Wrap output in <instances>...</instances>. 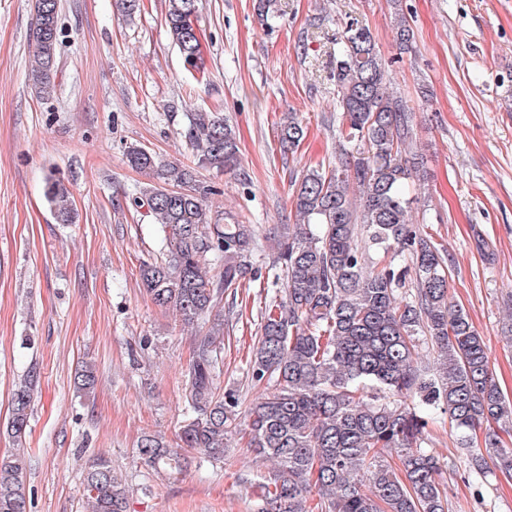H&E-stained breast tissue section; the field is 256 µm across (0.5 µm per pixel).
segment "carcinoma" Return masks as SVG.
Listing matches in <instances>:
<instances>
[{
    "mask_svg": "<svg viewBox=\"0 0 512 512\" xmlns=\"http://www.w3.org/2000/svg\"><path fill=\"white\" fill-rule=\"evenodd\" d=\"M59 0H37L28 42L30 81L39 97L55 90ZM198 0H168L165 24L184 59H201L193 17ZM413 30L398 17L399 53ZM343 122L342 144L327 167L303 175L294 194L296 224L279 244L283 294L265 308L251 361L252 378L272 391L248 411L250 447L275 465L258 482V512H449L438 481L440 459L420 446L426 413L440 410L458 434L465 473L484 486L512 479V446L494 425L512 421V400L499 389L485 341L469 314L448 295V268L410 219L405 187L419 178L423 157L411 150L413 109L388 90L387 65L370 30L346 25L331 62ZM303 136L295 113L281 123L290 146ZM188 164L162 165L142 147L128 161L145 178L134 205L165 228L164 257L140 277L153 302L193 325L212 317L199 337L185 380L189 416L181 447L218 455L237 431L235 393L216 394L214 372L224 318L214 312L236 288L257 245L256 225L223 224L209 205L205 165L230 171L238 162L235 129L214 112H195L186 131ZM45 199L59 224L75 223L71 192L60 174L46 179ZM411 294L399 299L406 282ZM430 341L436 372L416 362V339ZM40 373L29 370L14 391L6 430L25 436ZM84 365L78 387L94 388ZM405 395L411 409L391 398ZM151 466L174 452L145 435L138 445ZM25 459H0V512H27ZM91 512H126L128 489L99 458L84 476Z\"/></svg>",
    "mask_w": 512,
    "mask_h": 512,
    "instance_id": "carcinoma-1",
    "label": "carcinoma"
}]
</instances>
